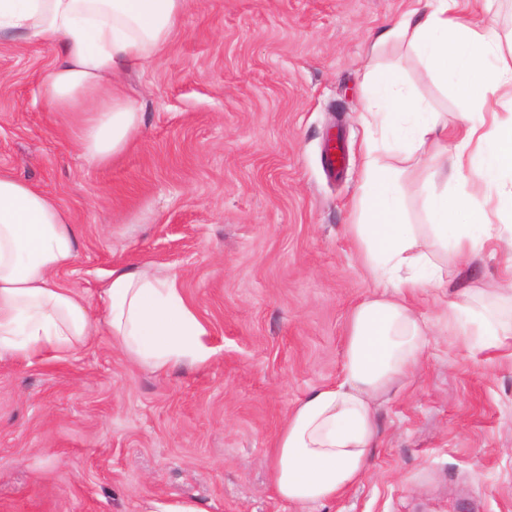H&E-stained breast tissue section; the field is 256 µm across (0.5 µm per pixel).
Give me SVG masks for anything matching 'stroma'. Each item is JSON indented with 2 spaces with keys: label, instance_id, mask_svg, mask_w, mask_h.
Here are the masks:
<instances>
[{
  "label": "stroma",
  "instance_id": "35a3bbf8",
  "mask_svg": "<svg viewBox=\"0 0 512 512\" xmlns=\"http://www.w3.org/2000/svg\"><path fill=\"white\" fill-rule=\"evenodd\" d=\"M405 0H187L168 44L124 72L143 114L109 165L88 162L75 116L48 111L51 44L0 38V170L53 195L79 226L58 279L89 308L112 267L176 274L209 330L213 360L158 374L100 334L77 352L0 360V512H512V352L464 340L440 316L460 287L492 289L506 258L482 252L418 308L433 337L385 402L365 477L309 510L280 501L272 437L310 389L341 370L347 315L375 283L347 232L363 166L366 72L411 83L456 126L466 102L400 43L374 47ZM479 27L512 38V0H467ZM340 128L345 164L323 167ZM413 186L422 152L381 148Z\"/></svg>",
  "mask_w": 512,
  "mask_h": 512
}]
</instances>
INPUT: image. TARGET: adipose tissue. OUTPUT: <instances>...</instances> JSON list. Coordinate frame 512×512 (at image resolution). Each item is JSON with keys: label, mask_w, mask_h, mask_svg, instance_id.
Here are the masks:
<instances>
[{"label": "adipose tissue", "mask_w": 512, "mask_h": 512, "mask_svg": "<svg viewBox=\"0 0 512 512\" xmlns=\"http://www.w3.org/2000/svg\"><path fill=\"white\" fill-rule=\"evenodd\" d=\"M185 9L186 0H0V34L59 44L39 78L42 98L50 111L82 115L78 142L103 165L126 150L142 123L114 76L160 52ZM465 16L462 0H416L375 40L421 49L428 69L452 78L470 109L451 148L396 76L374 87L364 105V182L348 231L377 291L349 311L339 379L300 399L271 443L270 478L284 502L321 505L364 477L379 408L415 372L428 343L413 301L444 285V254L457 266L488 246L508 254L500 291L512 295V230L491 219L512 215V187L494 178L512 172V119L496 110L502 95L512 96V44L502 45L493 28L470 27ZM403 124L409 149H433L423 183L429 222L420 228L407 223L402 188L376 157L384 131ZM440 179L453 181L454 192L436 189ZM471 207L479 211L477 235L459 222ZM77 235L55 197L0 171V359L67 355L104 330L128 360L156 373L210 363L208 330L177 276L152 265L113 267L98 291L103 318L94 320L84 297L56 281L77 258ZM482 295L463 289L443 321L468 340L512 346V318L479 305Z\"/></svg>", "instance_id": "obj_1"}]
</instances>
